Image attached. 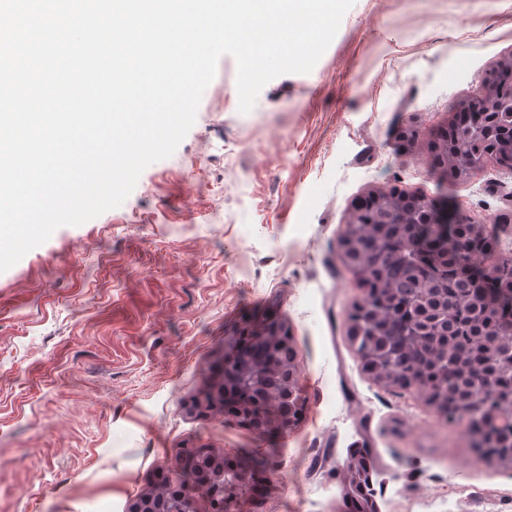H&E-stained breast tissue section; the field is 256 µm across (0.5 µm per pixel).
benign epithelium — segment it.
<instances>
[{
    "label": "benign epithelium",
    "instance_id": "1",
    "mask_svg": "<svg viewBox=\"0 0 512 512\" xmlns=\"http://www.w3.org/2000/svg\"><path fill=\"white\" fill-rule=\"evenodd\" d=\"M505 82L512 85V56L481 73L482 92L469 106L497 121L504 107L512 104V98L505 102L496 92L497 86ZM511 149L512 126L508 128V135L497 141L492 140V131L481 128L477 147L453 149V162L447 165L445 174L460 178L480 169L489 160L498 161L502 151ZM381 195L380 191L372 192L376 206L369 220L362 219L356 211L351 213L349 223L364 224L366 232L361 244L355 245L350 238H344L340 258H345L349 249H357L359 260L347 266L360 279L368 264L384 257L397 260L409 248L419 256L411 270L424 282L425 288L417 299L399 307L389 290L378 301L364 298L355 310L358 323L370 324L381 318L379 309L382 307L396 310L386 325L391 334L390 346L382 351L368 342L361 346L356 341L354 347L369 375L388 387L400 384L394 365L401 354L427 368L426 380L412 379L405 386L424 391L437 407L448 397V360L474 359L470 370L457 382L454 393L464 415L469 417L470 427L481 430L471 441V446L480 447L483 433L507 424L512 417V394L507 398L496 392L488 398L473 394L482 381H498L504 376L512 380V308H503L497 300V294L503 290V280L489 276L493 266L490 260L482 263L473 259L463 271L448 266L442 257H429V243L421 236L418 225L407 223L399 206L382 205ZM428 209L434 221L447 229L448 236L457 238L462 251L477 255L454 227L456 223L471 221L467 212L457 210L450 214L433 203ZM470 278L485 289L481 308L470 306L469 289L458 287ZM456 313L471 317L472 329L451 336L448 315ZM246 334L252 337L251 350L235 359L224 360V396L232 399L237 418L256 436L264 437L287 427L288 415L299 410L296 348L288 325L283 322H271ZM202 471L208 473L206 495L211 512H228L227 504L246 490L251 481V475L245 470L226 469L218 454L204 448H184L172 482L173 489L163 505L146 495L129 504L127 512H197L195 501L185 498L179 487ZM366 491V467L358 459L349 466L345 495L352 498Z\"/></svg>",
    "mask_w": 512,
    "mask_h": 512
}]
</instances>
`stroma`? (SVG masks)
Instances as JSON below:
<instances>
[{"label":"stroma","instance_id":"35a3bbf8","mask_svg":"<svg viewBox=\"0 0 512 512\" xmlns=\"http://www.w3.org/2000/svg\"><path fill=\"white\" fill-rule=\"evenodd\" d=\"M512 55V0H355L310 73L238 110L222 56L176 151L117 208L57 228L0 273V512H126L204 448L253 476L229 512H512V463L480 459L416 388L387 389L347 337L362 298L339 258L374 190L466 210L512 258V174L454 180L431 147ZM288 324L300 415L256 437L218 388L239 330ZM367 479L365 464L357 459L349 466V478L345 487V495L351 498L362 494L365 495Z\"/></svg>","mask_w":512,"mask_h":512}]
</instances>
